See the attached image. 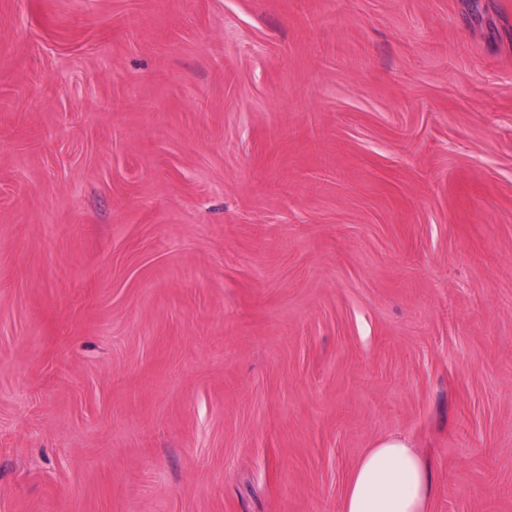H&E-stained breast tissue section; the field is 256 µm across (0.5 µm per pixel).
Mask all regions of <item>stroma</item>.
Segmentation results:
<instances>
[{
	"mask_svg": "<svg viewBox=\"0 0 512 512\" xmlns=\"http://www.w3.org/2000/svg\"><path fill=\"white\" fill-rule=\"evenodd\" d=\"M394 433L512 512V0H0V512H341Z\"/></svg>",
	"mask_w": 512,
	"mask_h": 512,
	"instance_id": "1",
	"label": "stroma"
}]
</instances>
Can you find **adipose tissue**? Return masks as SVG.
<instances>
[{"instance_id": "ef3b65f1", "label": "adipose tissue", "mask_w": 512, "mask_h": 512, "mask_svg": "<svg viewBox=\"0 0 512 512\" xmlns=\"http://www.w3.org/2000/svg\"><path fill=\"white\" fill-rule=\"evenodd\" d=\"M437 484L430 462L409 436L376 442L356 464L342 512H428Z\"/></svg>"}]
</instances>
